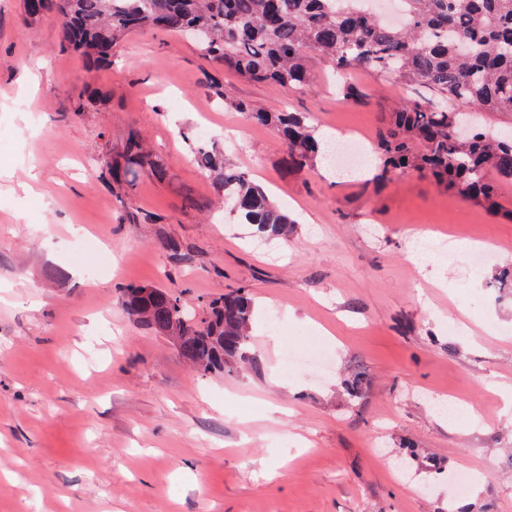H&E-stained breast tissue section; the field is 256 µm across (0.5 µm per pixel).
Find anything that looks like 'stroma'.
<instances>
[{"mask_svg":"<svg viewBox=\"0 0 512 512\" xmlns=\"http://www.w3.org/2000/svg\"><path fill=\"white\" fill-rule=\"evenodd\" d=\"M352 79L366 101L339 96L321 60L306 90L252 82L156 30L127 35L89 74L56 23L0 0V512H512V302L487 287L512 267V186L495 213L413 170L388 182L294 170L275 130L225 105L286 108L317 134L372 142L418 95ZM134 134L168 176L142 174L127 193L99 164ZM201 140L290 214L287 236L216 210ZM413 225L451 229L452 250L417 268ZM484 234L503 243L475 270L464 251ZM131 283L182 294L200 317L247 289L246 363L198 373L128 314ZM312 339L330 375L284 370V349ZM357 374L353 402L344 382ZM448 392L473 417L439 412ZM434 461L481 479L457 497Z\"/></svg>","mask_w":512,"mask_h":512,"instance_id":"35a3bbf8","label":"stroma"}]
</instances>
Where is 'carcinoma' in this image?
<instances>
[{
	"label": "carcinoma",
	"instance_id": "obj_1",
	"mask_svg": "<svg viewBox=\"0 0 512 512\" xmlns=\"http://www.w3.org/2000/svg\"><path fill=\"white\" fill-rule=\"evenodd\" d=\"M403 3L402 25L367 13L363 0H24V9L31 21H55L60 47L79 52L89 73L111 61L113 47L128 33L181 35L197 27L202 56L252 81L304 90L310 58L317 55L342 73L338 92L345 98L362 97L349 78L354 70L426 89L434 98H413L386 113L376 138L377 179L412 169L463 199L499 209V187L512 184V136L490 129L472 110L512 115V0ZM230 105L280 133L292 163L320 158L302 115L243 100ZM195 155L229 217L268 237L288 233V215L246 173L213 148L200 146ZM100 168L130 187L144 171L165 175L162 159L134 135ZM123 295L128 312L170 337L201 374L231 371L245 358L253 313L247 292L209 300L201 319L170 291L131 284Z\"/></svg>",
	"mask_w": 512,
	"mask_h": 512
}]
</instances>
